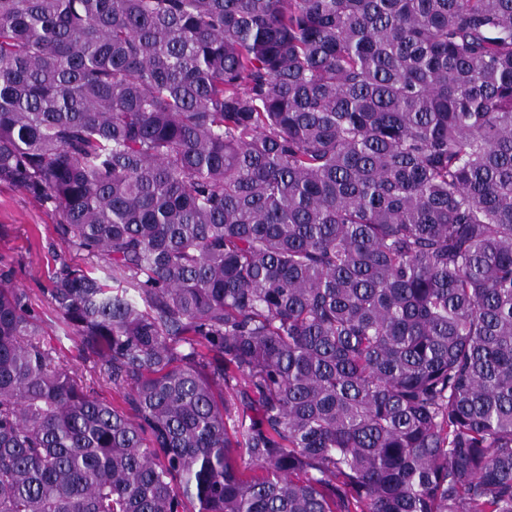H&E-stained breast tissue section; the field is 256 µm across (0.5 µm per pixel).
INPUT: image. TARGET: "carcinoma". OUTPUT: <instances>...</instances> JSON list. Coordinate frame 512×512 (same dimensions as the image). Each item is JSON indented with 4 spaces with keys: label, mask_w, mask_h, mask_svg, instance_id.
<instances>
[{
    "label": "carcinoma",
    "mask_w": 512,
    "mask_h": 512,
    "mask_svg": "<svg viewBox=\"0 0 512 512\" xmlns=\"http://www.w3.org/2000/svg\"><path fill=\"white\" fill-rule=\"evenodd\" d=\"M0 512H512V0H0ZM0 257L14 264L16 284L29 293L33 308L51 324L54 313L43 288L54 259L87 265L89 260L61 238L55 216L29 195L0 186ZM60 334L55 329H49V336H46L48 344L55 349L56 356L67 365H76L83 372L84 378L87 379V384L90 383L91 387L102 397L112 402V397L118 400V396L114 395L111 385H106L99 377V364L95 359H87L82 354L77 344L69 339L60 338ZM92 381L94 384H92Z\"/></svg>",
    "instance_id": "carcinoma-1"
}]
</instances>
